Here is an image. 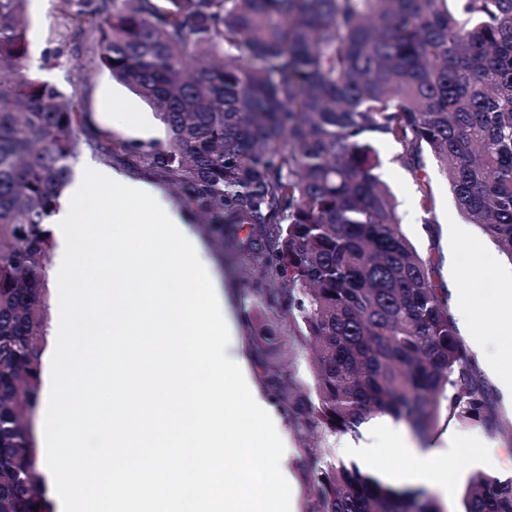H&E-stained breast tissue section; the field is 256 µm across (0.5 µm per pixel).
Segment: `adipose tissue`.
Returning <instances> with one entry per match:
<instances>
[{
  "label": "adipose tissue",
  "mask_w": 512,
  "mask_h": 512,
  "mask_svg": "<svg viewBox=\"0 0 512 512\" xmlns=\"http://www.w3.org/2000/svg\"><path fill=\"white\" fill-rule=\"evenodd\" d=\"M448 294L458 307V320L470 338L472 350L482 359L483 364L504 399H512V371L501 372L498 362L488 353V341L481 330L480 318L468 313L471 291L456 284H449ZM397 449L408 461L400 469H384V476L402 484L426 483L439 491H447L452 474L444 462V450L420 446L408 441L404 431L387 417H378L371 422V432L366 442L346 444L349 454L376 460L383 448Z\"/></svg>",
  "instance_id": "adipose-tissue-1"
}]
</instances>
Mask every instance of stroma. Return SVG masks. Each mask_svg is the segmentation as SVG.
<instances>
[{"mask_svg": "<svg viewBox=\"0 0 512 512\" xmlns=\"http://www.w3.org/2000/svg\"><path fill=\"white\" fill-rule=\"evenodd\" d=\"M28 14L33 56H41L44 51L55 48L64 51V63L38 71V78L57 84L65 92L76 93L95 127L111 135L114 146L164 142L165 131L151 109L125 86L112 79L100 64L95 45L85 38L75 37L74 19L61 0H42L40 6L29 7ZM120 112L138 113L146 128L145 133L139 135L124 131L116 118ZM374 148L378 156L388 162L381 171V178L396 198L402 230L417 251L432 261L436 279L442 281L450 275L448 254L452 251L457 253L465 270L479 269V276L469 279L468 285L473 290L472 309L475 315H482L495 300L497 283L493 270L496 265L507 264V257L497 248H486L487 238L475 224L471 225L467 237L448 241L445 234L447 225L463 223L464 218L456 209L448 182L434 159H427L425 167L435 197L434 221L425 224L421 221L415 181L391 163L398 152L397 145L389 140H379ZM88 168L108 169L155 186L160 183L151 171L131 168L121 155L109 158L87 148L79 156L73 172L80 175ZM166 195L186 215L190 227L198 234L215 264V272L226 297L227 312L235 324L232 353L244 358L257 388L280 416H287L288 408L272 387L266 366L273 360H282L283 371L291 375L296 391L305 395L313 394L314 378L306 346L295 342L290 348L277 350L254 345L253 336L260 326L267 327L279 336H287L286 314L259 307L248 288L250 273L247 257L229 250L220 251L211 236L204 233L195 208L186 204L174 190H167ZM494 407L504 427L503 432L488 439L490 447L496 450L495 455L480 454L473 448H463L449 454L448 466L454 473V479L447 494H440L431 487L426 490L440 512H460L462 494L471 473L483 471L503 477L512 475V409L499 395L494 398ZM285 434L289 451L283 456L281 467L297 483L298 512H311L317 473L305 461L307 448L313 443H320L321 447L329 449L332 458L337 459L341 456L339 448L344 438L330 435L318 440L309 431L290 426L286 427Z\"/></svg>", "mask_w": 512, "mask_h": 512, "instance_id": "35a3bbf8", "label": "stroma"}]
</instances>
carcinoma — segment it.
Returning a JSON list of instances; mask_svg holds the SVG:
<instances>
[{"instance_id": "cac0c4a2", "label": "carcinoma", "mask_w": 512, "mask_h": 512, "mask_svg": "<svg viewBox=\"0 0 512 512\" xmlns=\"http://www.w3.org/2000/svg\"><path fill=\"white\" fill-rule=\"evenodd\" d=\"M25 0H0V512H51L32 426L48 328L47 219L85 147L112 156L76 94L33 77ZM96 17L99 59L166 143L125 145L250 260L258 302L312 351L314 397L283 400L323 435L389 416L500 430L436 281L401 230L373 143L418 185L432 157L457 210L512 258V0H64ZM313 512H439L328 461ZM463 512H512V478L475 473Z\"/></svg>"}]
</instances>
